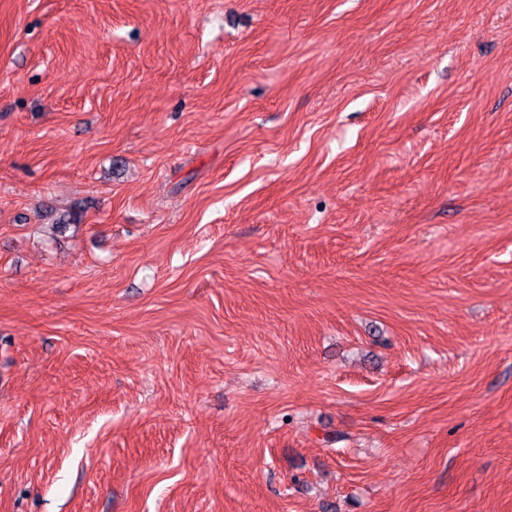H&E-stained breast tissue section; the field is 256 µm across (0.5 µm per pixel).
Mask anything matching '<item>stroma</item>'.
<instances>
[{
	"instance_id": "1",
	"label": "stroma",
	"mask_w": 512,
	"mask_h": 512,
	"mask_svg": "<svg viewBox=\"0 0 512 512\" xmlns=\"http://www.w3.org/2000/svg\"><path fill=\"white\" fill-rule=\"evenodd\" d=\"M0 512H512V0H0Z\"/></svg>"
}]
</instances>
